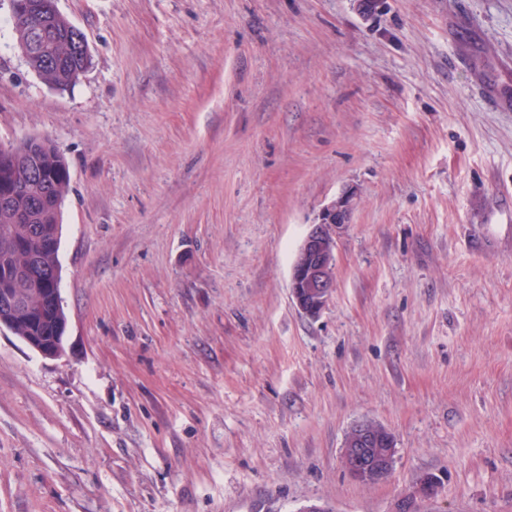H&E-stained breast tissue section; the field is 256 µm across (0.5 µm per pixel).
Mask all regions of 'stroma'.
<instances>
[{
    "mask_svg": "<svg viewBox=\"0 0 512 512\" xmlns=\"http://www.w3.org/2000/svg\"><path fill=\"white\" fill-rule=\"evenodd\" d=\"M0 0V145L64 155L65 353L0 332V512H512V0ZM353 193L336 288L290 296ZM369 420L397 454L352 481ZM48 0H10L14 34L17 29H28L27 32L17 33L22 44L43 51L46 36L41 30L46 29L48 43L46 53L38 52L30 59L32 69L46 82L58 89L72 86L79 75L86 69L85 63H91V56H82L80 50V30L75 27L63 14L50 12ZM23 7V8H22ZM22 9V10H21ZM351 196H341L311 224L294 257L290 294L297 308L310 317L327 305L336 288V244L350 224ZM396 440L387 428L362 421L347 433L343 445V464L354 481L376 484L388 477L396 458ZM437 489V481L433 476H423L412 494L399 499L393 512H419V502L433 497Z\"/></svg>",
    "mask_w": 512,
    "mask_h": 512,
    "instance_id": "35a3bbf8",
    "label": "stroma"
}]
</instances>
